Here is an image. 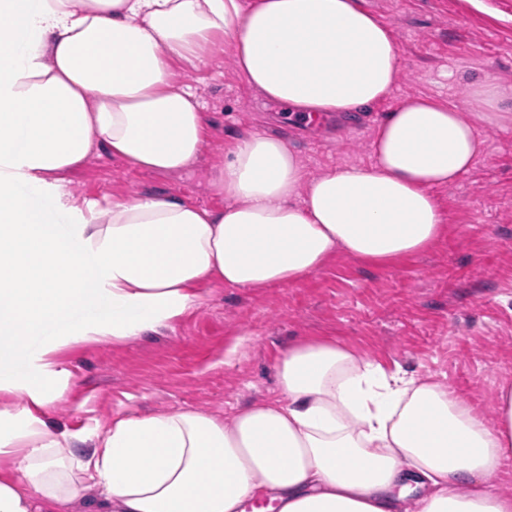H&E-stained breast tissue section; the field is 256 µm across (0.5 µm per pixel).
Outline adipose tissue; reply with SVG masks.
<instances>
[{"label": "adipose tissue", "instance_id": "obj_1", "mask_svg": "<svg viewBox=\"0 0 512 512\" xmlns=\"http://www.w3.org/2000/svg\"><path fill=\"white\" fill-rule=\"evenodd\" d=\"M263 98L315 115L362 112L400 78L393 31L360 0H0V363L43 323L83 305L87 271L112 315L45 342L29 374L0 379V512H512V495L472 493L512 461V383L485 419L444 382L363 358L332 339L277 364L278 398L231 419L180 409L113 418L92 436L46 410L68 373L61 348L157 332L197 307L203 285H293L338 255L378 266L428 249L448 226L432 190L483 154L477 126L429 98L378 121L373 163L306 179L280 139L251 133L224 151L226 204L172 195L116 199L47 232L30 192L97 149L136 168L194 162L208 122L173 69L216 42Z\"/></svg>", "mask_w": 512, "mask_h": 512}]
</instances>
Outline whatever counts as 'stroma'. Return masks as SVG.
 Segmentation results:
<instances>
[{
  "instance_id": "obj_1",
  "label": "stroma",
  "mask_w": 512,
  "mask_h": 512,
  "mask_svg": "<svg viewBox=\"0 0 512 512\" xmlns=\"http://www.w3.org/2000/svg\"><path fill=\"white\" fill-rule=\"evenodd\" d=\"M362 2L391 26L399 51L400 79L384 102L322 129L284 123V105L251 90L220 46L199 69L174 72L208 120L196 162L158 174L103 149L61 174L66 197L98 211L116 197L166 193L218 209L225 199L215 174L233 138L279 137L311 177L366 167L377 121L400 99L424 96L455 105L485 140L472 169L435 191L447 234L388 267L340 255L295 285L208 287L196 309L157 332L62 348L55 361L71 377L47 410L53 421L100 434L118 415L191 409L229 418L241 404L277 398L281 355L322 336L388 368L436 377L492 417L498 386L512 381V124L479 121L473 87L512 85V0Z\"/></svg>"
}]
</instances>
